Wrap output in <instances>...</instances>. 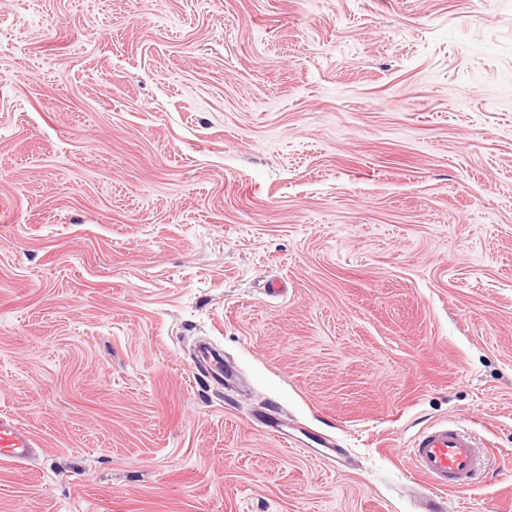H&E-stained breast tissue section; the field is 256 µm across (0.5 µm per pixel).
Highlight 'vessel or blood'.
<instances>
[{
	"mask_svg": "<svg viewBox=\"0 0 512 512\" xmlns=\"http://www.w3.org/2000/svg\"><path fill=\"white\" fill-rule=\"evenodd\" d=\"M36 442L20 423L0 414V462L20 464L33 454ZM410 470L424 479L430 493L425 512H443V491L471 487L485 466L487 451L472 432L456 425L442 423L422 431L408 450Z\"/></svg>",
	"mask_w": 512,
	"mask_h": 512,
	"instance_id": "obj_1",
	"label": "vessel or blood"
}]
</instances>
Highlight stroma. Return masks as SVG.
<instances>
[{
    "instance_id": "35a3bbf8",
    "label": "stroma",
    "mask_w": 512,
    "mask_h": 512,
    "mask_svg": "<svg viewBox=\"0 0 512 512\" xmlns=\"http://www.w3.org/2000/svg\"><path fill=\"white\" fill-rule=\"evenodd\" d=\"M0 410V512H512V0H0ZM37 444L20 423L7 414H0V462L20 464L33 455ZM486 446L472 432L448 422L422 431L408 448L410 470L429 486L423 512H442L439 492L466 490L487 460Z\"/></svg>"
}]
</instances>
